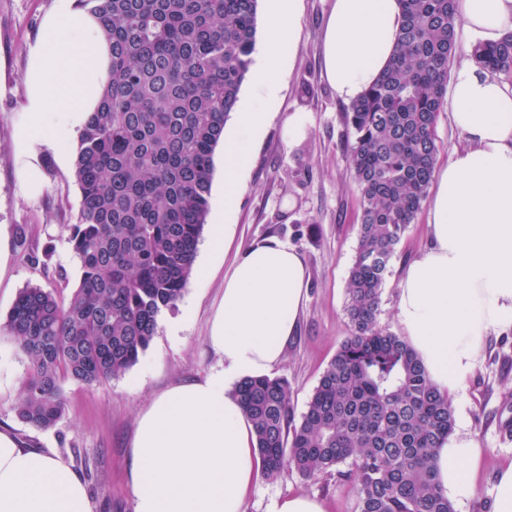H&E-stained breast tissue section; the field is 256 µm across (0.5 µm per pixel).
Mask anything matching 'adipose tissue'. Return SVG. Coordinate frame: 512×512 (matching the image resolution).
Here are the masks:
<instances>
[{"label":"adipose tissue","mask_w":512,"mask_h":512,"mask_svg":"<svg viewBox=\"0 0 512 512\" xmlns=\"http://www.w3.org/2000/svg\"><path fill=\"white\" fill-rule=\"evenodd\" d=\"M296 0H269L267 46L253 70L255 90L273 94L295 34ZM467 31L494 43L512 32V0H456ZM399 0H334L322 44L324 72L337 98L351 102L373 85L397 45ZM110 48L100 21L55 0L28 49L26 102L12 130L22 195L45 186L44 159L68 167L69 146L95 112ZM452 120L466 139L435 175L430 244L404 267L395 317L441 394L459 391L480 363L486 339L512 331V86L471 60L457 67ZM269 115L242 113L224 150V208L241 187L243 157ZM306 273L288 244H254L224 280L209 341L224 368L154 397L140 411L131 443L133 512H247L262 474L254 427L232 398L233 380L281 362L298 327ZM483 450L457 434L437 449L441 493L455 505L476 495ZM0 512H91L83 480L62 458L0 429Z\"/></svg>","instance_id":"ef3b65f1"}]
</instances>
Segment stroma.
I'll use <instances>...</instances> for the list:
<instances>
[{"mask_svg":"<svg viewBox=\"0 0 512 512\" xmlns=\"http://www.w3.org/2000/svg\"><path fill=\"white\" fill-rule=\"evenodd\" d=\"M53 0H0V224L26 227L29 249L12 251V285L0 288V320L19 292L38 286L68 304L80 267L68 237L77 223L80 192L72 170L53 157L44 162L45 187L33 201L19 193L11 150L13 120L24 103L28 49L39 36ZM332 0H299L290 63L275 91V114L248 144L244 186L234 209L225 254L199 244L193 275L175 307L164 311L157 332L138 362L123 376L87 385L64 384L68 409L57 425L37 431L16 416L29 362L10 339L0 336V428L67 460L85 482L92 512H133L129 483L131 441L138 412L172 386L200 380L224 365L209 343L211 316L224 293V278L238 252L275 239L295 248L307 273L308 291L299 309L298 331L285 347L271 376L288 382L295 413H302L319 378L348 334L346 287L360 224L358 193L346 161L345 102L323 76L321 43ZM309 113L307 135L293 143L282 137L288 113ZM428 207H421L391 262L379 320L397 329V284L408 260L428 241ZM512 394V332L488 337L484 356L464 386L450 399L455 429L484 448L476 475L477 494L456 512H491L501 466L512 462V441L503 439L499 419L505 396ZM320 499L326 512H356L353 485L332 474L306 479L286 470L261 478L251 489L247 512H272L276 500L291 494Z\"/></svg>","mask_w":512,"mask_h":512,"instance_id":"1","label":"stroma"}]
</instances>
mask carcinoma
Masks as SVG:
<instances>
[{"mask_svg": "<svg viewBox=\"0 0 512 512\" xmlns=\"http://www.w3.org/2000/svg\"><path fill=\"white\" fill-rule=\"evenodd\" d=\"M111 42L102 104L81 131L73 176L81 268L66 307L20 291L0 330L30 361L15 407L44 431L66 413L62 383L124 375L192 278L207 223L214 154L256 46L258 0H78ZM398 44L344 112L360 199L347 283L349 333L295 416L288 382L242 379L233 395L255 429L263 475L336 472L358 512H455L437 488L434 450L452 435L447 396L400 335L380 324L386 275L433 177L435 129L459 52L455 0H401ZM490 74L512 72V33L473 46Z\"/></svg>", "mask_w": 512, "mask_h": 512, "instance_id": "carcinoma-1", "label": "carcinoma"}]
</instances>
